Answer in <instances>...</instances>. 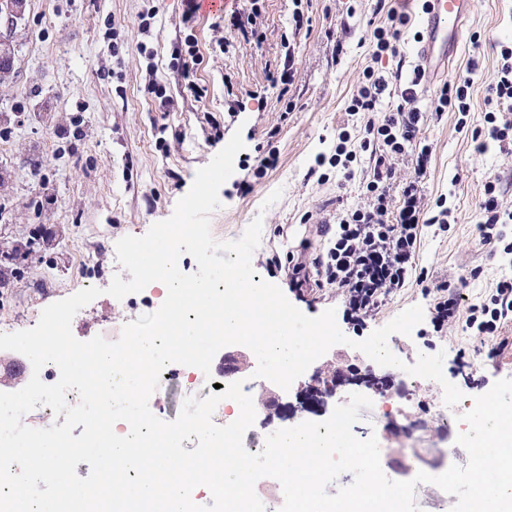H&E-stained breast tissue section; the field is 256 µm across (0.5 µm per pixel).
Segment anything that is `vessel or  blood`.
I'll use <instances>...</instances> for the list:
<instances>
[{
    "instance_id": "b4317fda",
    "label": "vessel or blood",
    "mask_w": 512,
    "mask_h": 512,
    "mask_svg": "<svg viewBox=\"0 0 512 512\" xmlns=\"http://www.w3.org/2000/svg\"><path fill=\"white\" fill-rule=\"evenodd\" d=\"M470 0H427L419 17L415 45L417 64L429 74H439L463 46V25Z\"/></svg>"
}]
</instances>
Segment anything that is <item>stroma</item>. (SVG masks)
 I'll return each instance as SVG.
<instances>
[{
  "instance_id": "1",
  "label": "stroma",
  "mask_w": 512,
  "mask_h": 512,
  "mask_svg": "<svg viewBox=\"0 0 512 512\" xmlns=\"http://www.w3.org/2000/svg\"><path fill=\"white\" fill-rule=\"evenodd\" d=\"M259 7L263 37L257 43L216 26L212 14L185 21L182 0H22L17 12L0 11V50L10 58V70L0 78V117L8 120L0 136V250L26 243L35 232L44 237L17 278L0 288V331L34 327L45 307L91 281L102 294L75 315L73 335L81 341L120 335L130 312L105 293L117 241L145 235L171 217L196 171L237 131L244 156L270 143L278 162L248 193L241 185L252 173L235 163L219 190L221 206L210 217L213 237L239 239L262 217L261 242L251 258L258 277L285 289L307 316L341 308L334 295L289 290L285 273L265 260L298 251L303 243L318 253L325 222L358 202L365 172L347 181L335 168L317 166L316 158L333 153L342 131L358 135L347 107L364 68L391 76L398 58L371 61L372 32L386 18L376 0H309L302 6L260 0ZM298 9L310 19L301 32L293 21ZM148 13L153 19L145 31L139 22ZM343 27L349 33L335 43L331 34ZM464 33L479 35L480 42L465 43L448 76H464L477 62L468 124L483 130L500 49L512 45V0H472ZM189 36L198 42L199 57L186 65L185 78L175 48ZM289 44L295 63L285 87L269 75L282 70ZM193 84L202 96L190 92ZM436 90L429 82L418 92V106L429 115L422 140L432 148L422 185L428 203L446 197L456 221L438 235L425 229L416 265L435 282L456 273L466 281L467 301L480 303L497 280L512 278V259L489 254L476 240L477 203L486 182L498 180L504 201L512 202V153L495 142L478 152L469 132H457L455 113L430 114ZM19 113L24 122H15ZM36 155L43 159L37 174L30 165ZM276 190L281 198L268 203ZM388 344L408 363L427 349L443 353L445 378L469 399L512 376V355L486 365L462 331L434 342L395 334ZM441 391L425 383L416 395L429 428L411 454H403L399 440L407 415L394 414L388 423L376 408L364 409L353 432L361 439L376 436L394 465L408 458L432 476L466 464V450L436 419L446 409Z\"/></svg>"
}]
</instances>
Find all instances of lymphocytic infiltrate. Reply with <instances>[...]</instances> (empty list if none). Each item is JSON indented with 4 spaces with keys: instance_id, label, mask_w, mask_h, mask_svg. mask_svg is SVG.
<instances>
[{
    "instance_id": "f902f5d3",
    "label": "lymphocytic infiltrate",
    "mask_w": 512,
    "mask_h": 512,
    "mask_svg": "<svg viewBox=\"0 0 512 512\" xmlns=\"http://www.w3.org/2000/svg\"><path fill=\"white\" fill-rule=\"evenodd\" d=\"M409 22L406 13L388 9L387 22L373 31L372 58L398 57L399 43ZM373 63V65H374ZM372 66L363 71V80L352 95L348 112L361 116L364 136L357 148H349V135H341L330 156H318L317 165L341 169L345 178H353L354 165L367 157L369 180L361 202L337 211L327 227L323 250L315 257L305 253L287 255L288 280L299 290L307 283V268H314L318 290L337 294L344 306L347 323L361 326L375 319L390 297L410 281L424 283L416 275L415 260L424 229L438 227L447 231L450 210L445 199L436 202L437 213H430L419 178L426 173L431 159L429 145L423 144L420 123L423 114L417 106V92L426 77L421 68H413L398 90L375 72ZM473 76L445 81L436 93L435 112L457 113L459 128H466L470 112L469 91ZM486 120L488 135L498 143L512 136V48H502L501 63L494 83L488 88ZM409 161L414 178L398 181L397 166ZM400 182L399 196H392L390 186ZM483 215L478 224L479 243L489 253L512 255V241L507 240L502 224L512 222V208L505 206L495 182H486L479 204ZM512 321V279L499 280L488 302L465 304L454 280H442L434 288L430 304V325L438 336L455 329L469 334L475 352L496 361L512 352V336L502 333Z\"/></svg>"
}]
</instances>
